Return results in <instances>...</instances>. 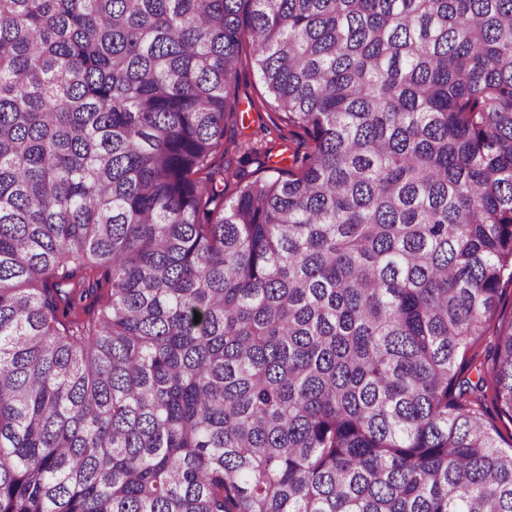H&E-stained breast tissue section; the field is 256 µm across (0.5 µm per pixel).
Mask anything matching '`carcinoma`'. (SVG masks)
<instances>
[{"label": "carcinoma", "mask_w": 512, "mask_h": 512, "mask_svg": "<svg viewBox=\"0 0 512 512\" xmlns=\"http://www.w3.org/2000/svg\"><path fill=\"white\" fill-rule=\"evenodd\" d=\"M505 281L512 0H0V512H512ZM242 65L239 72L237 96L239 112L237 118L229 117L226 120L224 131V152L220 148L213 157L215 168H240L242 152L238 148L239 142L249 139L261 141L270 151L272 161L279 162L288 169V159L303 139L299 131L288 127L284 115L271 109L266 100L267 94L259 77L252 67L253 55L250 44L244 43L240 52ZM242 110H245L242 111ZM244 113V124L241 123V114ZM501 288L502 294L500 304L493 321H491L488 326L486 335L478 341L471 352H468L466 355V360L462 361L461 358L458 360V364L461 366V369L464 370V376H468L473 380L476 379V372L473 369V365L469 362L470 357L475 353L478 359L483 360L485 347L494 338L495 328L498 325V319L501 318L503 320H510L512 318V285L504 284Z\"/></svg>", "instance_id": "cac0c4a2"}]
</instances>
